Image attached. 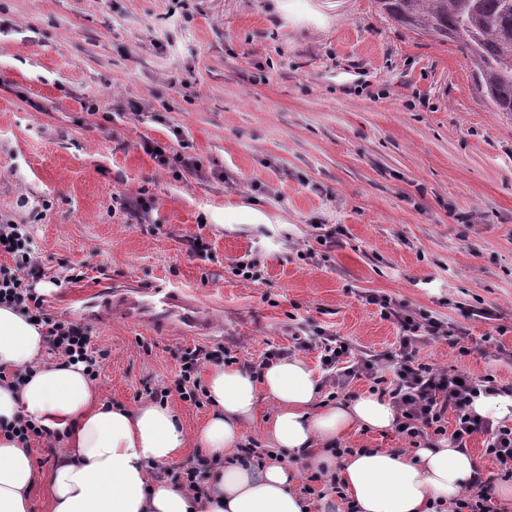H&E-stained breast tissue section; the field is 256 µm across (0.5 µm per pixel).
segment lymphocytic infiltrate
<instances>
[{
	"mask_svg": "<svg viewBox=\"0 0 512 512\" xmlns=\"http://www.w3.org/2000/svg\"><path fill=\"white\" fill-rule=\"evenodd\" d=\"M1 253L11 256L13 263L0 265V304L37 319L46 329L56 357L85 364L90 377H97L105 355L92 349L90 329L48 316L43 310V298L31 286L33 280L42 277L43 268L24 225L9 220L0 222ZM377 303L381 316L396 322L400 330L391 378L380 375V356L367 352L354 356L352 346L342 337L323 336L318 347L324 369L331 372L333 387L342 389L351 380L368 379L373 393L389 398L396 406L397 423L411 439L446 435L453 447L464 448L474 434H483L484 452L495 460L498 471L481 482L478 491L460 495L453 512H506L494 499V483L512 480V424L478 416L471 409L476 398L494 391V377L476 379L466 375L459 379L447 369L419 361L420 343L447 337L442 323L425 312L415 316L396 309L384 297L378 298ZM231 360L230 350L221 345L186 351L179 378L173 386L153 390L154 400L165 402L175 392L181 400L199 404L203 390L197 373L201 364H224Z\"/></svg>",
	"mask_w": 512,
	"mask_h": 512,
	"instance_id": "f902f5d3",
	"label": "lymphocytic infiltrate"
}]
</instances>
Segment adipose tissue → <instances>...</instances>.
Here are the masks:
<instances>
[{
  "label": "adipose tissue",
  "instance_id": "obj_1",
  "mask_svg": "<svg viewBox=\"0 0 512 512\" xmlns=\"http://www.w3.org/2000/svg\"><path fill=\"white\" fill-rule=\"evenodd\" d=\"M46 349L42 327L0 305V370L22 375L14 386L0 382V512H30V490L40 478L29 447L11 433L20 418L54 432L62 448L43 477L49 512H447L482 478L469 450L449 445L328 454L352 431L393 428L398 414L376 394L320 401L312 371L298 358L257 376L233 365L213 369L206 385L213 411L190 433L169 407L100 401L84 364L45 362ZM263 399L276 408L264 436L288 458L256 465L240 445ZM191 443L211 460L198 497L151 476L152 466L171 462ZM294 458L337 477L342 493L305 503L295 491Z\"/></svg>",
  "mask_w": 512,
  "mask_h": 512
}]
</instances>
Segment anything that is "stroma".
Segmentation results:
<instances>
[{
	"label": "stroma",
	"instance_id": "35a3bbf8",
	"mask_svg": "<svg viewBox=\"0 0 512 512\" xmlns=\"http://www.w3.org/2000/svg\"><path fill=\"white\" fill-rule=\"evenodd\" d=\"M0 0V217L26 225L51 314L114 281L177 283L224 321L238 363L328 333L379 354L399 330L372 295L432 312L470 342L420 360L512 392V115L466 57L375 0ZM157 142L195 157L159 169ZM152 200L147 219L122 208ZM322 224L336 246L317 241ZM209 243L208 258L188 242ZM260 254L255 280L236 258ZM80 280L52 287L60 263ZM492 308L494 320L464 317ZM100 398L173 385L191 340L91 322Z\"/></svg>",
	"mask_w": 512,
	"mask_h": 512
}]
</instances>
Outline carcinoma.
<instances>
[{
	"label": "carcinoma",
	"mask_w": 512,
	"mask_h": 512,
	"mask_svg": "<svg viewBox=\"0 0 512 512\" xmlns=\"http://www.w3.org/2000/svg\"><path fill=\"white\" fill-rule=\"evenodd\" d=\"M376 2L416 34L457 44L493 111L512 114V0Z\"/></svg>",
	"instance_id": "cac0c4a2"
}]
</instances>
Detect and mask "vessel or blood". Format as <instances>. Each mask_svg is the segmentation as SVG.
I'll return each mask as SVG.
<instances>
[{
    "mask_svg": "<svg viewBox=\"0 0 512 512\" xmlns=\"http://www.w3.org/2000/svg\"><path fill=\"white\" fill-rule=\"evenodd\" d=\"M80 309L96 319L145 326L173 339L207 340L220 331L203 301L190 290L169 282L108 286L86 298Z\"/></svg>",
    "mask_w": 512,
    "mask_h": 512,
    "instance_id": "1",
    "label": "vessel or blood"
}]
</instances>
